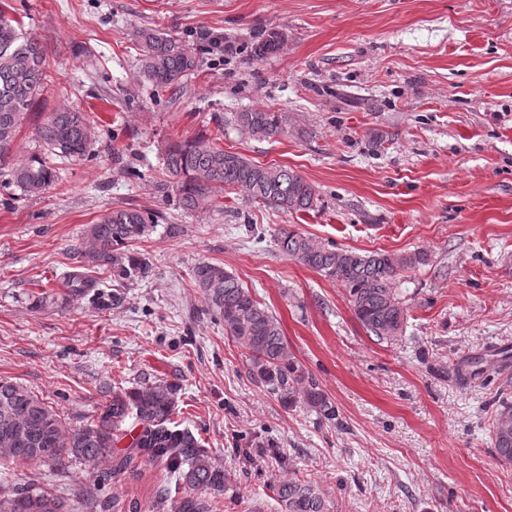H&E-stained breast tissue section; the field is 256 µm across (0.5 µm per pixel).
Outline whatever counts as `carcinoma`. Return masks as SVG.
<instances>
[{"mask_svg": "<svg viewBox=\"0 0 512 512\" xmlns=\"http://www.w3.org/2000/svg\"><path fill=\"white\" fill-rule=\"evenodd\" d=\"M140 49L139 76L149 84L178 95L185 77L198 70L195 48L163 30L137 35ZM283 35L271 31L253 45L257 57L276 52ZM45 50L35 36H25L18 21L0 10V175L27 196L43 194L56 179L51 157L80 160L96 139L85 113L60 108L34 122L33 133L42 152L12 162L11 148L32 109L42 96L46 80ZM240 131L258 139L283 132L277 112L261 109L237 112ZM164 165L172 178L179 204L187 210H212L221 206L224 189H240L252 198L285 212H308L316 206V189L297 172L281 166L259 165L242 155L225 151L204 139L170 142ZM154 227L153 217L134 208L114 209L89 225V249L73 248L75 266L66 276L65 299L82 297L96 287L88 271L108 269L117 280H142L149 276L147 258L127 252L129 244ZM277 242L283 253L320 275L338 282L353 313L371 336L380 342L399 339L407 312L395 288L401 271L425 264L423 252L359 253L317 244L295 230L280 229ZM194 286L208 309L224 322V333L249 356L250 375L286 407L303 405L327 420L336 408L315 378L295 360L278 318L256 300L240 279L223 266L201 263L193 268ZM176 389L155 383L118 390L101 406L94 422L67 431L54 409L27 387L0 378V438L19 427L26 441L11 448L0 446V464L42 465L106 463L107 481L124 472L135 457L148 454L166 463L167 474L190 490L168 503V488L161 487L156 508L172 512H215L224 492V470L216 466L202 440L187 428L171 425ZM135 417L139 431L132 433L126 421ZM492 440L499 458L512 462V401L504 397L492 422ZM127 447L117 449L124 438ZM282 512H327L317 483L291 478L274 485ZM77 496L92 507L118 512L119 500L96 503L97 489H78ZM0 512H73V506L50 490L31 483L26 487L0 484Z\"/></svg>", "mask_w": 512, "mask_h": 512, "instance_id": "carcinoma-1", "label": "carcinoma"}]
</instances>
